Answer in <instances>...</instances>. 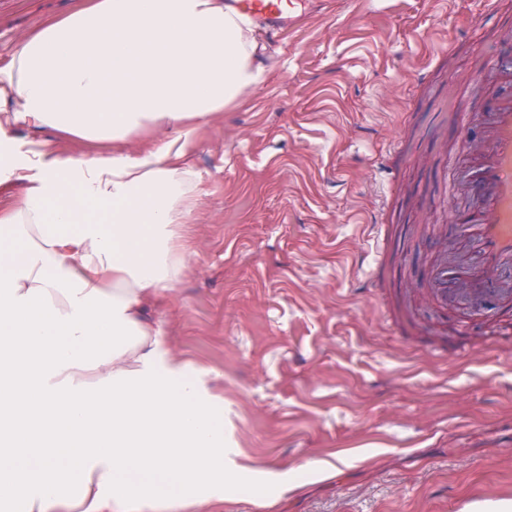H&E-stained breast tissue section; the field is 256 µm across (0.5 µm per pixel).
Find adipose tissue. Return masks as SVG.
<instances>
[{
	"instance_id": "obj_1",
	"label": "adipose tissue",
	"mask_w": 512,
	"mask_h": 512,
	"mask_svg": "<svg viewBox=\"0 0 512 512\" xmlns=\"http://www.w3.org/2000/svg\"><path fill=\"white\" fill-rule=\"evenodd\" d=\"M224 0H89L0 62V512H210L224 430L150 299L190 268L201 119L262 82ZM119 149L16 150L14 125ZM79 194L83 207L68 200Z\"/></svg>"
}]
</instances>
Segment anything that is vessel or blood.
I'll return each instance as SVG.
<instances>
[{
	"mask_svg": "<svg viewBox=\"0 0 512 512\" xmlns=\"http://www.w3.org/2000/svg\"><path fill=\"white\" fill-rule=\"evenodd\" d=\"M264 29L295 28L308 0H226ZM482 83L494 106L484 112L461 113L453 130L462 142L458 162L479 177L481 207L468 218L457 239L441 245L433 265L429 293L436 306L448 303V285L470 286L472 293L491 294L499 308L512 310V95L498 92L512 84V71H484ZM482 122L481 139L466 137L468 127Z\"/></svg>",
	"mask_w": 512,
	"mask_h": 512,
	"instance_id": "b4317fda",
	"label": "vessel or blood"
}]
</instances>
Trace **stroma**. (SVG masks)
I'll return each instance as SVG.
<instances>
[{
	"mask_svg": "<svg viewBox=\"0 0 512 512\" xmlns=\"http://www.w3.org/2000/svg\"><path fill=\"white\" fill-rule=\"evenodd\" d=\"M0 14V60L77 0ZM512 0H328L294 35L252 27L265 79L201 124L202 190L182 235L194 268L146 315L224 421L235 471L212 512H498L512 502V335L475 317L477 359L444 354L461 308L396 294L421 285L449 211L448 131L488 108L470 76L501 60ZM65 158L108 153L15 127ZM421 156L409 165L405 154Z\"/></svg>",
	"mask_w": 512,
	"mask_h": 512,
	"instance_id": "stroma-1",
	"label": "stroma"
}]
</instances>
